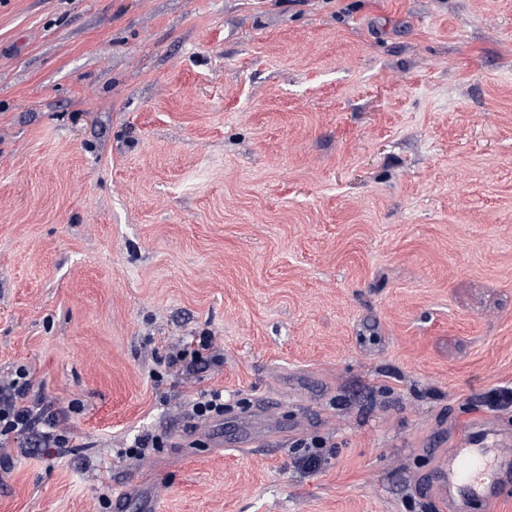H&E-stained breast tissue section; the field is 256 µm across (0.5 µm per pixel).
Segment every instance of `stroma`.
Segmentation results:
<instances>
[{
    "label": "stroma",
    "mask_w": 512,
    "mask_h": 512,
    "mask_svg": "<svg viewBox=\"0 0 512 512\" xmlns=\"http://www.w3.org/2000/svg\"><path fill=\"white\" fill-rule=\"evenodd\" d=\"M22 364L73 445L11 438L0 512H449L438 459L512 434L479 407L512 384V0H0ZM270 393L273 445H225ZM186 414L202 422L224 420V393L220 390L203 392L186 405ZM162 439L158 435L145 433L134 439L130 448H126L120 453L121 457H125L129 461H141L145 458L148 448H162Z\"/></svg>",
    "instance_id": "1"
}]
</instances>
